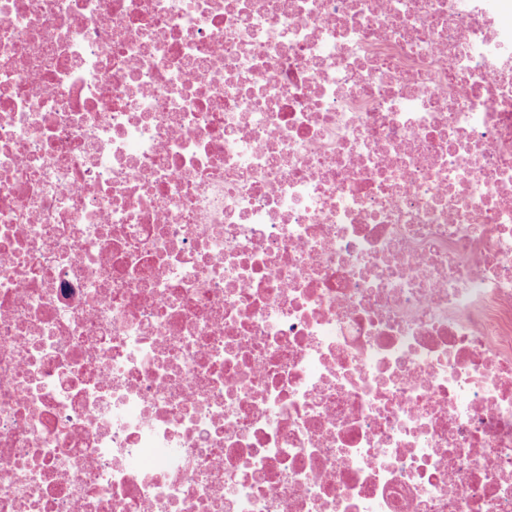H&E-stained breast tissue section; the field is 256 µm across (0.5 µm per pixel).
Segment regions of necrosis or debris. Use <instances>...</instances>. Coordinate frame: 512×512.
<instances>
[{
  "label": "necrosis or debris",
  "instance_id": "4bbe7bcc",
  "mask_svg": "<svg viewBox=\"0 0 512 512\" xmlns=\"http://www.w3.org/2000/svg\"><path fill=\"white\" fill-rule=\"evenodd\" d=\"M512 0H0V512H512Z\"/></svg>",
  "mask_w": 512,
  "mask_h": 512
}]
</instances>
